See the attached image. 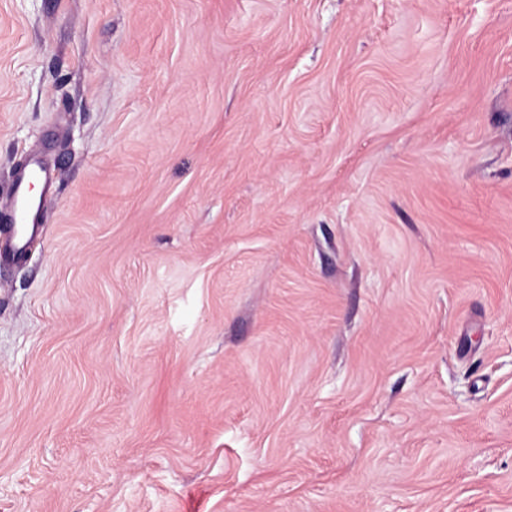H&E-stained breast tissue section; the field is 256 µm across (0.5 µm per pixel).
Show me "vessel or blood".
<instances>
[{
    "label": "vessel or blood",
    "mask_w": 512,
    "mask_h": 512,
    "mask_svg": "<svg viewBox=\"0 0 512 512\" xmlns=\"http://www.w3.org/2000/svg\"><path fill=\"white\" fill-rule=\"evenodd\" d=\"M48 181L47 165L40 154H33L27 169L14 181L11 189L13 226L10 236L0 241V249L7 252H22L26 240L36 230L34 215L36 203L29 196L31 180Z\"/></svg>",
    "instance_id": "b4317fda"
}]
</instances>
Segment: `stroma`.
Wrapping results in <instances>:
<instances>
[{"mask_svg":"<svg viewBox=\"0 0 512 512\" xmlns=\"http://www.w3.org/2000/svg\"><path fill=\"white\" fill-rule=\"evenodd\" d=\"M0 512H512V0H0ZM31 179L47 182L49 173L41 155L33 153L27 169L14 181L11 189L12 220L11 236L0 242L5 252L20 253L25 249L26 240L36 230L34 215L38 205L30 198L29 186Z\"/></svg>","mask_w":512,"mask_h":512,"instance_id":"1","label":"stroma"}]
</instances>
